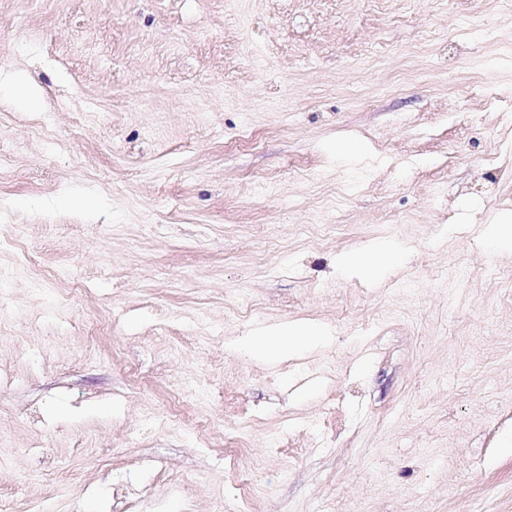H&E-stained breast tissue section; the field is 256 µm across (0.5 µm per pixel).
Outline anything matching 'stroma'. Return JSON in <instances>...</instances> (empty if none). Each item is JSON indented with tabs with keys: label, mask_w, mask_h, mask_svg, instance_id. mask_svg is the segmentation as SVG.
Segmentation results:
<instances>
[{
	"label": "stroma",
	"mask_w": 512,
	"mask_h": 512,
	"mask_svg": "<svg viewBox=\"0 0 512 512\" xmlns=\"http://www.w3.org/2000/svg\"><path fill=\"white\" fill-rule=\"evenodd\" d=\"M0 142V512H512L507 0H0ZM512 219L506 216L496 215L490 219L482 229L487 248L490 251L510 253L512 252ZM406 253L400 249L388 251L369 249L358 253H343L337 262L349 272L366 279H373L388 264H400L406 260ZM320 335L319 328L311 325L268 327L253 336H247L244 344L263 354L274 353L282 349L294 350L302 343L314 342Z\"/></svg>",
	"instance_id": "1"
}]
</instances>
